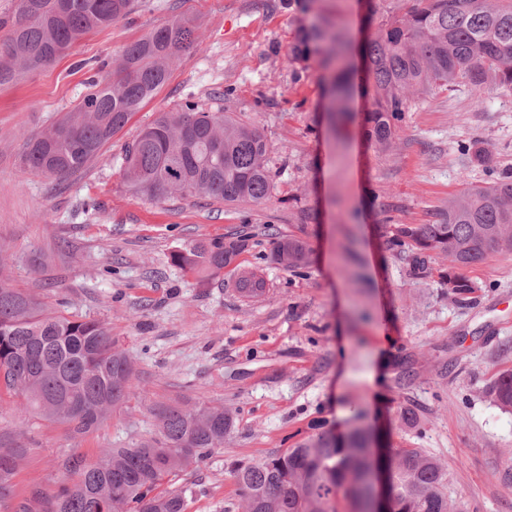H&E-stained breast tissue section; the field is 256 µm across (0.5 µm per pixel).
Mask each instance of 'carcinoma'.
Masks as SVG:
<instances>
[{
	"label": "carcinoma",
	"mask_w": 512,
	"mask_h": 512,
	"mask_svg": "<svg viewBox=\"0 0 512 512\" xmlns=\"http://www.w3.org/2000/svg\"><path fill=\"white\" fill-rule=\"evenodd\" d=\"M396 15L377 24L363 47L371 99L366 121L370 144L394 146L408 102L434 87L467 82L478 90L512 89V0H404ZM132 0H15L0 16V85L53 65L87 33L112 26L129 14ZM198 47L193 19L175 18L128 44L119 58L101 62L76 111L32 135L21 157L22 172L65 176L95 161L168 81L174 62ZM351 41L342 29L321 25L299 30L289 60L315 56L334 72L333 116H346L354 84L347 59ZM268 145L254 128L192 101L162 113L128 144L124 179L137 196L208 198L224 202L271 200ZM390 250L409 258L417 279L431 274L430 259H448L443 280L456 298L481 285L465 270L503 248L512 249V175L498 173L448 201L435 224H388ZM239 234L193 245L174 255L184 270L219 275L232 266L236 287L248 299L267 290L263 276L235 265L248 250ZM270 261L294 272L309 266L307 244L295 237L274 242ZM133 361L96 319L58 316L0 278V402L10 397L19 416L58 424L85 437L112 417L132 395ZM489 397L512 409V372L502 375ZM155 438L128 447L104 448L88 462L61 459L62 476L50 488L30 484L10 494L22 449L0 444V512H187L192 486L164 489L165 479L195 469L234 427L222 406L158 410ZM384 449L380 463L390 473L395 512H453L448 467L420 448H394L383 434L352 425L323 432L293 448L232 465L244 512H367L368 475L376 466L365 452Z\"/></svg>",
	"instance_id": "1"
}]
</instances>
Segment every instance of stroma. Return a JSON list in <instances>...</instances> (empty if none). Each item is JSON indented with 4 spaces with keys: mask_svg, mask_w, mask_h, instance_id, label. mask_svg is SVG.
I'll return each mask as SVG.
<instances>
[{
    "mask_svg": "<svg viewBox=\"0 0 512 512\" xmlns=\"http://www.w3.org/2000/svg\"><path fill=\"white\" fill-rule=\"evenodd\" d=\"M398 0H142L128 17L86 34L52 66L0 85V255L13 287L67 317L98 319L134 360L133 395L97 432L0 412V442L25 457L15 495L52 486L57 459L96 455L153 435L163 404L221 405L235 422L223 448L170 488L195 486L187 512H241L228 470L353 417L397 446L448 467L462 512H512V411L489 385L512 371V251L468 269L480 291L456 299L438 276L414 279L390 250L384 224H430L487 168L512 171V93L468 86L411 100L391 151L369 144L370 102L356 94L338 132L325 120L329 82L316 60L289 61L298 26L347 31L354 44ZM198 19L200 48L82 172L25 175L28 137L90 93L92 63L173 18ZM256 128L273 173L267 203L136 197L124 184L128 143L184 100ZM250 233L243 264L262 268L259 300L243 299L232 269L183 272L175 252ZM307 242L303 273L267 263L272 242Z\"/></svg>",
    "mask_w": 512,
    "mask_h": 512,
    "instance_id": "stroma-1",
    "label": "stroma"
}]
</instances>
